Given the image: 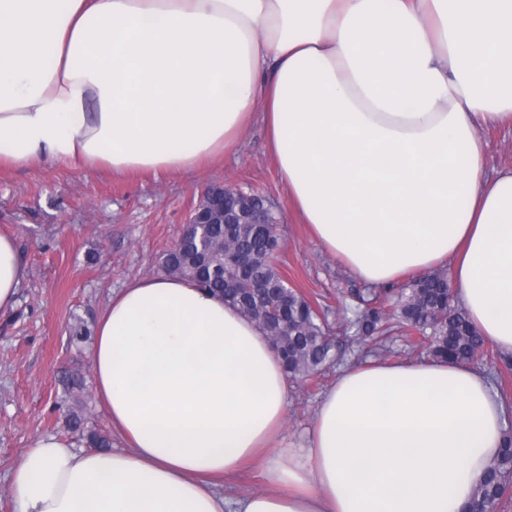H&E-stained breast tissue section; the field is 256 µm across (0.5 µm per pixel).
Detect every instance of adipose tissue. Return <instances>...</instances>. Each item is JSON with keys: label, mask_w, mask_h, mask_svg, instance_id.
<instances>
[{"label": "adipose tissue", "mask_w": 512, "mask_h": 512, "mask_svg": "<svg viewBox=\"0 0 512 512\" xmlns=\"http://www.w3.org/2000/svg\"><path fill=\"white\" fill-rule=\"evenodd\" d=\"M261 119L288 203L362 282L448 264L512 354V0H0V169L189 172ZM28 270L0 232V309ZM123 451L31 439L15 512H461L502 443L485 370L342 368L297 450L263 329L194 282L125 285L92 343ZM260 462L264 491L223 481ZM482 135L490 144V153L487 159V172L492 174L498 169L511 167L512 129H486L482 131Z\"/></svg>", "instance_id": "1"}]
</instances>
